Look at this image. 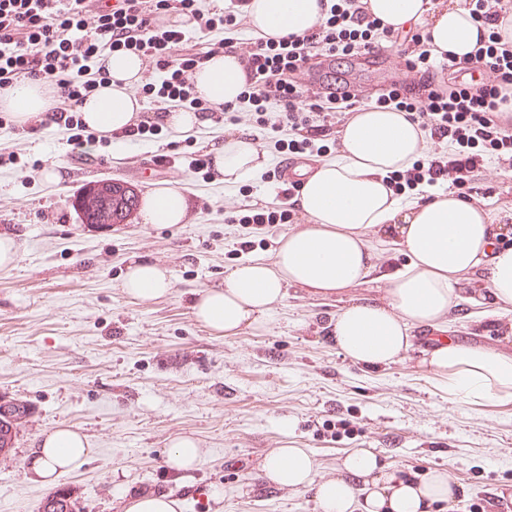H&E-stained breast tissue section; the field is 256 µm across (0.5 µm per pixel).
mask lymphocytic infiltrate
Listing matches in <instances>:
<instances>
[{
  "instance_id": "lymphocytic-infiltrate-1",
  "label": "lymphocytic infiltrate",
  "mask_w": 512,
  "mask_h": 512,
  "mask_svg": "<svg viewBox=\"0 0 512 512\" xmlns=\"http://www.w3.org/2000/svg\"><path fill=\"white\" fill-rule=\"evenodd\" d=\"M464 6L486 27L487 37L474 53L476 77L448 90L438 79L428 36L401 37L380 29L361 0H333L323 19L304 35L277 41L223 36L224 26H237V19L203 9L202 0H0V93L25 79L38 82L49 106L34 129L67 132L70 156L77 159L95 138L78 107L107 79L102 57L132 53L150 59L163 75L161 83L148 82L140 89L157 105L153 120L124 131L141 139L155 132L167 102L219 120L229 114V105L193 97L187 80L189 71L229 51L244 65L240 98L252 107L257 126L288 132L283 149L304 153L313 151L314 135L327 122L330 104L351 116L371 101L358 91L338 95L304 81L309 61L337 54L375 56L401 41L404 80L373 101L406 112L434 148L425 161L395 172L394 183L408 190L422 185L460 190L488 161L512 166V117L507 114L512 107V38L499 31L502 19L512 14V0H464ZM173 11L195 22V36L166 23Z\"/></svg>"
}]
</instances>
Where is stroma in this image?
<instances>
[{
	"instance_id": "stroma-1",
	"label": "stroma",
	"mask_w": 512,
	"mask_h": 512,
	"mask_svg": "<svg viewBox=\"0 0 512 512\" xmlns=\"http://www.w3.org/2000/svg\"><path fill=\"white\" fill-rule=\"evenodd\" d=\"M397 53L389 48L371 69L339 56L326 73L307 76L335 88L357 83L374 95L400 79ZM237 115L236 123L210 120L187 134L163 124L142 141H95L84 164L68 157L62 132H0V151L18 158L0 166V236L19 245L15 264L0 269V396L33 409L11 457L0 460V512H39L49 490L31 480L27 459L39 436L59 425L84 433L92 449L57 482L80 512H125L132 496L162 491L178 499L180 512H320L312 492L265 477V456L283 447L310 452L321 480L338 476L357 448L373 449L413 480L444 470L459 494L433 512H476L511 489L512 403L473 405L427 377L418 363L431 347L428 329L414 332L404 361L381 368L352 363L329 336L347 304L384 296L390 275L407 262L395 245H381L369 280L340 296L289 287L259 323L227 336L197 321L195 298L222 285L229 268L271 258L288 230L226 221L243 207L275 203L283 158L247 105ZM243 134L270 158L257 178L229 188L217 173L189 172L191 154ZM158 153L172 162L154 170L147 161ZM104 180L128 183L143 197L161 186L178 189L186 223H81L77 194ZM465 195L511 215L512 169L492 165ZM138 260L167 270L168 295H125L122 280ZM441 329L457 342L512 355V309L490 302L483 273L463 283ZM179 435L206 451L187 474L165 460Z\"/></svg>"
}]
</instances>
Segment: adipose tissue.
Masks as SVG:
<instances>
[{"instance_id":"adipose-tissue-1","label":"adipose tissue","mask_w":512,"mask_h":512,"mask_svg":"<svg viewBox=\"0 0 512 512\" xmlns=\"http://www.w3.org/2000/svg\"><path fill=\"white\" fill-rule=\"evenodd\" d=\"M372 15L390 30L424 27L437 54L467 59L487 31L459 0H366ZM250 28L262 37L301 35L321 21L319 0H248ZM108 80L79 107L83 123L105 134L136 122L141 110L135 88L143 64L132 53L104 59ZM245 86L240 59L231 53L212 56L197 72L201 99L237 104ZM426 139L405 113L362 108L343 129L342 147L301 185L296 204L304 226L283 234L273 258H255L230 269L223 286L203 292L195 303L197 319L211 330L234 334L257 322L280 303L291 286L327 298L368 279L375 268L369 239L387 237L408 259L390 278L384 301L362 300L337 313L332 336L349 361L366 367L405 359L412 328H437L459 297V284L483 271L494 304L512 305V245L502 242L507 226L456 190L431 198L396 196L388 175L421 158ZM213 166L225 185L256 178L269 158L252 139L229 137L210 146ZM187 204L175 188L160 187L141 205L147 224L184 223ZM126 295L158 298L171 281L162 267L137 262L122 283ZM420 366L447 385L450 395L469 403L489 399L512 402V356L448 337L424 356ZM91 450L77 430L59 426L44 432L29 458L32 479L54 485L82 465ZM266 477L281 487L312 492L320 512H429L431 504L453 500L457 489L445 472L421 481L398 478L369 449L347 455L339 476L317 480L316 462L302 448H279L263 463Z\"/></svg>"}]
</instances>
